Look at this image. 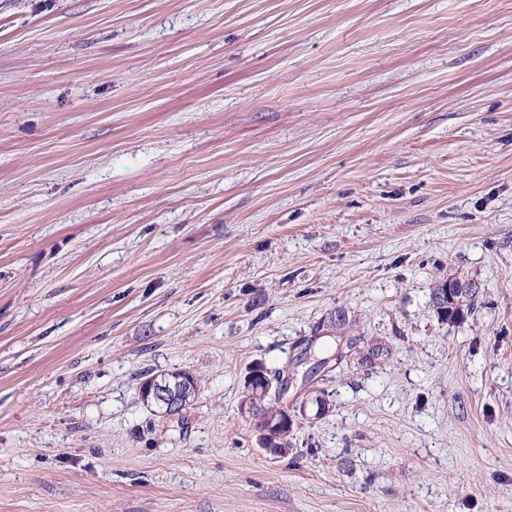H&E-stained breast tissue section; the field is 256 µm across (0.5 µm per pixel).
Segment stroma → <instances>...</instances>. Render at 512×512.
<instances>
[{"label":"stroma","mask_w":512,"mask_h":512,"mask_svg":"<svg viewBox=\"0 0 512 512\" xmlns=\"http://www.w3.org/2000/svg\"><path fill=\"white\" fill-rule=\"evenodd\" d=\"M0 512H512V0H0ZM252 368L253 369L245 377V384L247 385L248 390H247V395L242 400L241 405H240L241 413L243 415H245L246 417L250 418L251 420H253V416L255 414V407H254V405H256L255 397H261L265 392L268 391V388L263 389V390H261V389L258 390L256 387H253L255 378L257 376H262L267 382L270 383V379H271L270 377L273 376L274 379L271 380V382H273V384L275 383L276 386H278V387L280 386V384L277 383L279 381L278 376L280 374V371H274L273 375L268 374V376H270V377H268L266 375V371L264 370V368L262 366L261 367L254 366ZM272 390H274V392H276L274 395V397H275L274 400L276 401L275 403H278L282 399V397H281L282 393L277 389V387H276V389H273V387L271 386L267 395L261 397L258 400L257 410L261 411V415L260 416L256 415V418L254 420V427H255L256 432H260L266 428L267 420L260 421V419L265 415L266 411H276V415H277V418L274 417L273 415L268 418V421L270 422L268 428H274L275 425L277 426V424H279V422H275V419H278L279 416H284V412L286 414L287 421L288 420L292 421L290 414H288V411H285L284 407L269 405V403L265 404V401L269 397ZM260 408H263V410H260ZM174 372L155 374L145 379L141 384V398L147 404L157 406L162 413L167 415L180 414L181 411H173L175 408L186 407L195 394V388L191 392L182 391L173 385L172 381L177 378Z\"/></svg>","instance_id":"1"}]
</instances>
